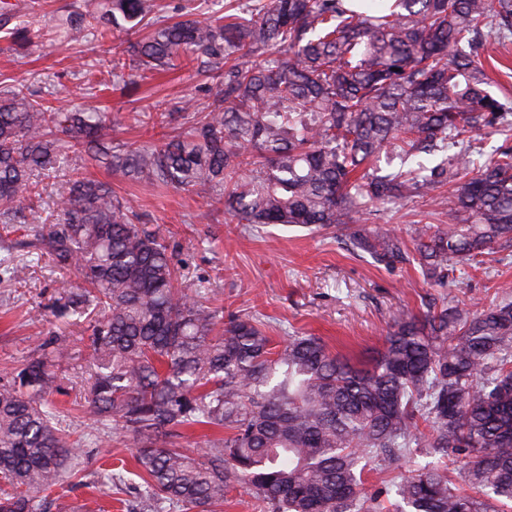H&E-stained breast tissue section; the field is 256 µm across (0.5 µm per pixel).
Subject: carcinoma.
Segmentation results:
<instances>
[{"instance_id":"obj_1","label":"carcinoma","mask_w":512,"mask_h":512,"mask_svg":"<svg viewBox=\"0 0 512 512\" xmlns=\"http://www.w3.org/2000/svg\"><path fill=\"white\" fill-rule=\"evenodd\" d=\"M157 0H99L70 18L71 41L113 43L112 74L195 62L217 75L213 100L148 116L190 126L162 144L102 143L107 115L85 101L56 108L40 92L0 90V227L23 218L20 198L64 177L52 224L0 258L19 279L44 258L82 283L56 305L89 321L82 412L129 439L143 495L179 512H220L229 492L260 512H502L512 504V302L394 314L368 367L316 336L280 349L250 318L224 321L200 280L178 282L170 246L112 187L69 164L90 158L148 187L224 203L239 224H346L386 266L414 259L443 287L461 263L512 249V146L484 155L475 135L512 139V112L489 91L484 49L512 40V0H226L224 14L155 18ZM0 29L23 48L34 30ZM269 53L264 63L253 58ZM444 218L410 239L366 227L376 205L433 192ZM0 375V512H52L50 492L79 474L83 441L62 426L65 393L55 337ZM429 428L424 433L421 426ZM224 436L191 452L180 431ZM430 449L374 491L365 471Z\"/></svg>"}]
</instances>
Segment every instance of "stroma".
<instances>
[{
	"mask_svg": "<svg viewBox=\"0 0 512 512\" xmlns=\"http://www.w3.org/2000/svg\"><path fill=\"white\" fill-rule=\"evenodd\" d=\"M18 16L33 27H46L41 41L20 51L0 39V88L25 85L41 91L54 105L68 107L93 97L109 117L106 134L138 145L161 135L175 136L174 128L144 124L145 114L168 112L187 98L207 102L216 84L211 74L190 67L174 72L126 70L130 86H123L110 69L99 66L104 58L95 42H71L59 23L76 12L96 8L97 0H13ZM96 65L95 91H87L77 63ZM84 174L111 184L141 216L165 236L173 249V262L185 284L209 279L225 315L253 316L261 320L275 344L294 334L321 337L332 351L366 361L382 348L393 315L401 309L422 316L452 302L476 308L498 302V285L512 283V258H487L486 268L455 274L447 287L426 285L415 266L388 268L357 249L346 227L309 230L280 225L239 224L225 217L224 206L187 191L146 188L79 154ZM429 199L415 198L396 208L372 211L369 226L390 224L408 232L413 221L430 212ZM79 274L41 261L22 279L0 280V371L16 367L38 354L48 337L65 339L69 356L55 369L68 387L59 403L69 407L65 424L82 435L80 485L64 486L66 501L98 500L109 512H140L134 487L106 495L100 473L110 463L128 462L127 476L135 478L132 450L120 437L98 443L102 429L73 405L78 395L80 365L89 340L85 323L62 318L50 308L65 290L76 287Z\"/></svg>",
	"mask_w": 512,
	"mask_h": 512,
	"instance_id": "1",
	"label": "stroma"
}]
</instances>
